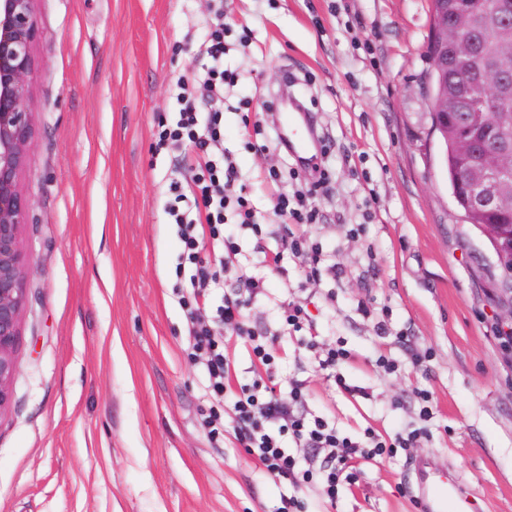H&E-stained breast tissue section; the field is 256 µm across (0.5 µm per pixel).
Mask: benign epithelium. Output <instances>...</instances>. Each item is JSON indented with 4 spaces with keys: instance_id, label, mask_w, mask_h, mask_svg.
Segmentation results:
<instances>
[{
    "instance_id": "benign-epithelium-1",
    "label": "benign epithelium",
    "mask_w": 512,
    "mask_h": 512,
    "mask_svg": "<svg viewBox=\"0 0 512 512\" xmlns=\"http://www.w3.org/2000/svg\"><path fill=\"white\" fill-rule=\"evenodd\" d=\"M36 2L0 0V415L13 401L32 272L21 235L24 225L36 221L34 199L22 185L35 127L28 98L35 68L33 48L41 36ZM497 19L494 13L478 19L469 0L450 17L433 16L425 89L429 135L446 139L448 130H455L454 146L462 162L458 179L468 191L462 210L467 223L488 234L505 269L503 292L508 298L500 304L498 322L512 326V224L481 223L489 212L512 213V141L501 136L512 127V111L498 105L512 96V34L498 29ZM489 34L496 35L498 49L484 65L483 45ZM449 56L461 83L482 91V106L472 99L462 101L451 87L435 85L434 68L446 67ZM486 153L493 157L491 166L483 161Z\"/></svg>"
}]
</instances>
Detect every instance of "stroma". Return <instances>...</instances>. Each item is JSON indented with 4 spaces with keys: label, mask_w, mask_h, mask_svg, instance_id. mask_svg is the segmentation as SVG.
Masks as SVG:
<instances>
[{
    "label": "stroma",
    "mask_w": 512,
    "mask_h": 512,
    "mask_svg": "<svg viewBox=\"0 0 512 512\" xmlns=\"http://www.w3.org/2000/svg\"><path fill=\"white\" fill-rule=\"evenodd\" d=\"M214 0H37L42 36L30 108L35 142L24 186L37 221L21 243L33 270L14 401L0 416V512H272L280 490L232 439L208 438L201 366L187 356V312L174 295L181 244L166 207L187 178L184 149L156 150L172 116L171 77L200 61ZM224 67L278 128L283 80L307 87L333 171L324 215L307 237L343 274L303 284L298 265L262 264L286 228L257 176L284 169L274 147L246 148L241 114L224 111V152L239 165L266 231L241 242L268 295L251 315L278 327L286 299L324 342L352 353L340 372L353 397L295 360L282 339L280 383L308 380V404L346 434L416 422L432 395L430 436L411 454L376 458L342 512H418L415 462L455 469L470 512H512V360L497 337L502 272L487 236L448 188L428 136L430 0H224ZM370 219H363V212ZM366 223L362 239L351 225ZM365 300L370 312L357 309ZM386 321L391 333L377 336ZM404 340H397V333ZM430 359L411 367L421 353ZM404 364L389 376L379 354Z\"/></svg>",
    "instance_id": "35a3bbf8"
}]
</instances>
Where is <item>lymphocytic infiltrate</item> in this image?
<instances>
[{"label": "lymphocytic infiltrate", "instance_id": "1", "mask_svg": "<svg viewBox=\"0 0 512 512\" xmlns=\"http://www.w3.org/2000/svg\"><path fill=\"white\" fill-rule=\"evenodd\" d=\"M228 29L223 10H216L202 44L213 65L205 72L191 69L177 77L174 98L178 110L157 141L161 149L177 143L188 147L187 188L176 192L169 205L182 247L181 265L190 271L189 285L178 290L177 298L195 309H215L205 319L189 316L186 328L190 355L203 365L207 391L215 400L203 427L208 436L219 438L225 430H232L246 453L284 488L277 512H298L297 494L304 483L313 480L319 483L322 501L333 507L340 499L342 485L358 482L361 463L411 452L427 437L425 424L433 417L431 398L428 391L416 393L419 428L387 436L368 429L362 437L352 438L341 434L325 417H308L306 381L291 378L288 392H281L273 371L281 337L304 333L316 369L333 379L339 378V369L349 360L350 352L343 344L321 342L315 324L295 305L289 306L280 329L269 335H259L249 324L248 311L262 285L241 262L238 240L247 233L262 236L263 230L246 195L235 190L240 172L223 148L224 96L236 85L233 74L222 65ZM263 182L274 199L275 211L293 227L280 250L266 255L267 267L280 268L284 258L293 257L300 260L306 281L336 276L329 254L298 232L299 227L320 223L321 212L311 200L327 192L328 173L322 171L307 179L305 194L296 197L279 190L275 172H267ZM229 271L236 275L233 292L214 299V291ZM228 339L244 341L254 358L255 374L253 382L241 385L231 402L226 399L231 375L224 353ZM285 435L291 437L294 449L283 447L281 438Z\"/></svg>", "mask_w": 512, "mask_h": 512}]
</instances>
